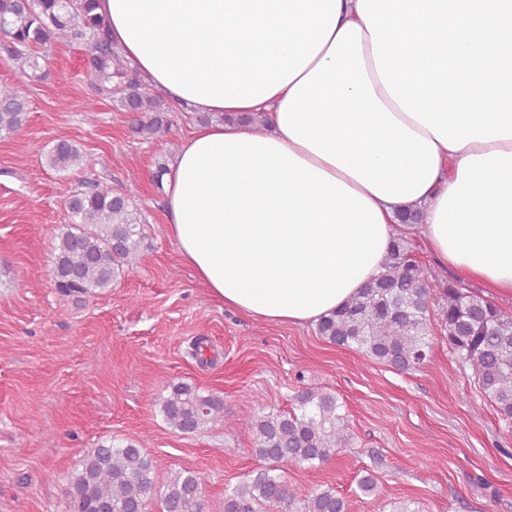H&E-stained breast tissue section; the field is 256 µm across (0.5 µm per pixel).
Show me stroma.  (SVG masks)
<instances>
[{
    "label": "stroma",
    "mask_w": 512,
    "mask_h": 512,
    "mask_svg": "<svg viewBox=\"0 0 512 512\" xmlns=\"http://www.w3.org/2000/svg\"><path fill=\"white\" fill-rule=\"evenodd\" d=\"M26 100L27 120L0 138V512H65L66 477L105 439L134 440L158 477L200 471L205 512H224V490L259 464L249 420L291 409L306 387L346 405L351 442L323 467L289 472L297 494L332 486L349 512H512V431L435 340L428 366L401 373L323 339L313 325L267 323L224 306L183 262L152 174L196 125L174 109L170 134L135 139L130 114L99 96L80 46L58 43L33 76L0 57V83ZM95 122H87V107ZM67 139L81 168L50 170L42 156ZM90 179L134 199L146 249L135 276L110 291L64 297L50 271L52 244L69 223L66 202ZM208 336L215 362L190 355ZM220 395L224 418L181 434L156 403L170 383ZM373 472L379 493L356 482Z\"/></svg>",
    "instance_id": "stroma-1"
}]
</instances>
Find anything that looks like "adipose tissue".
<instances>
[{
	"label": "adipose tissue",
	"instance_id": "obj_1",
	"mask_svg": "<svg viewBox=\"0 0 512 512\" xmlns=\"http://www.w3.org/2000/svg\"><path fill=\"white\" fill-rule=\"evenodd\" d=\"M358 0H97L147 85L261 127L194 128L164 176L182 260L225 306L318 322L377 276L403 208L464 278L512 294V139L449 150L385 90Z\"/></svg>",
	"mask_w": 512,
	"mask_h": 512
}]
</instances>
